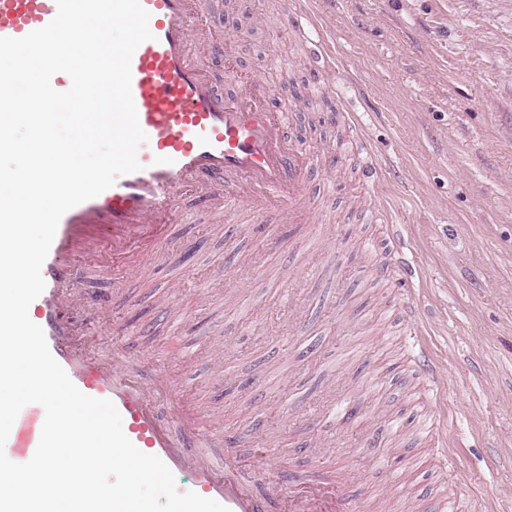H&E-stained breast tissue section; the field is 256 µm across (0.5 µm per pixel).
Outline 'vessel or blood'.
Returning a JSON list of instances; mask_svg holds the SVG:
<instances>
[{"instance_id":"b4317fda","label":"vessel or blood","mask_w":512,"mask_h":512,"mask_svg":"<svg viewBox=\"0 0 512 512\" xmlns=\"http://www.w3.org/2000/svg\"><path fill=\"white\" fill-rule=\"evenodd\" d=\"M141 3L152 33L131 61L132 96L148 137L138 151L142 168L62 216L41 270L46 287L29 317L75 386L114 403L140 451L158 456L174 477L191 472L190 491L230 512H354L344 481L298 480L287 490L274 476L259 490L230 441L199 451L201 428L180 415L157 363L143 359L132 370L122 352L98 358L96 334L81 321L90 310L111 316L110 295L81 291L87 272L132 271L158 257L186 215L185 201L241 209L256 220L317 221L308 172L318 152L285 137V117L270 106L262 79L229 69L219 81L200 60L199 45H222L207 22L210 0ZM56 12V0H0V37H23ZM42 426L41 405L21 410L9 434L16 462L32 458Z\"/></svg>"}]
</instances>
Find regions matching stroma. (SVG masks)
I'll return each mask as SVG.
<instances>
[{
    "label": "stroma",
    "instance_id": "stroma-1",
    "mask_svg": "<svg viewBox=\"0 0 512 512\" xmlns=\"http://www.w3.org/2000/svg\"><path fill=\"white\" fill-rule=\"evenodd\" d=\"M335 62L317 68L280 0H210L211 27L240 73L264 79L320 155L311 173L322 224L277 227L199 211L142 273L82 287L112 296L132 352L160 358L183 410L231 434L249 477L342 472L360 512H431L440 492L473 512H512V0H307ZM360 121L378 203L413 265L378 277L383 227L362 214ZM413 303L442 377L432 402L408 353ZM178 337L190 360L164 356ZM383 379L372 387L369 375ZM440 414L458 482H444L418 430ZM400 427L387 431V415ZM385 471L368 474L365 432Z\"/></svg>",
    "mask_w": 512,
    "mask_h": 512
}]
</instances>
